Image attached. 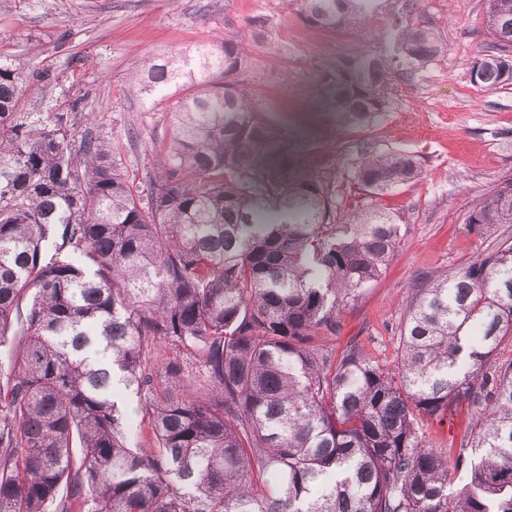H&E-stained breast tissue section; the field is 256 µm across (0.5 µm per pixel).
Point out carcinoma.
<instances>
[{
	"label": "carcinoma",
	"instance_id": "carcinoma-1",
	"mask_svg": "<svg viewBox=\"0 0 512 512\" xmlns=\"http://www.w3.org/2000/svg\"><path fill=\"white\" fill-rule=\"evenodd\" d=\"M370 2L298 6L334 33ZM266 24L143 62L140 95L175 99L145 204L109 143L76 147L67 116L23 111L0 59V346L21 337L0 370V512H512V243L414 289L394 359L316 343L395 257L405 214L377 199L420 165L361 148L338 186L290 151L244 79ZM484 26L475 85L492 90L512 83V0H487ZM447 51L406 23L392 53L338 61L337 121L370 127L395 78ZM464 223L512 224V175ZM158 340L194 360L207 397L177 393L176 358L154 388ZM119 391L149 415L150 447L131 444ZM481 399L453 452L419 435V417L443 425Z\"/></svg>",
	"mask_w": 512,
	"mask_h": 512
}]
</instances>
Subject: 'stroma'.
I'll return each mask as SVG.
<instances>
[{"label": "stroma", "instance_id": "stroma-1", "mask_svg": "<svg viewBox=\"0 0 512 512\" xmlns=\"http://www.w3.org/2000/svg\"><path fill=\"white\" fill-rule=\"evenodd\" d=\"M485 11L486 0L406 5L400 18L435 28L448 54L394 81L383 118L359 131L337 125L323 75L357 48L388 53L397 18L391 14L382 26L331 34L309 27L289 0H0V58L30 76L27 111L73 114L74 141L109 142L143 198L146 175L173 136L163 105L133 86L144 60L222 39L253 16H269L266 39L248 48L246 79L296 153L314 155L328 173L344 172L346 145L398 149L422 161L416 181L383 198L407 219L393 261L343 310L326 340L337 357L360 344L391 359L405 300L426 275L466 266L498 241L512 240V224L480 235L464 222L469 206L512 174V85L484 90L469 78L487 43ZM478 410L463 405L445 425L426 422L422 430L434 444L460 447Z\"/></svg>", "mask_w": 512, "mask_h": 512}]
</instances>
